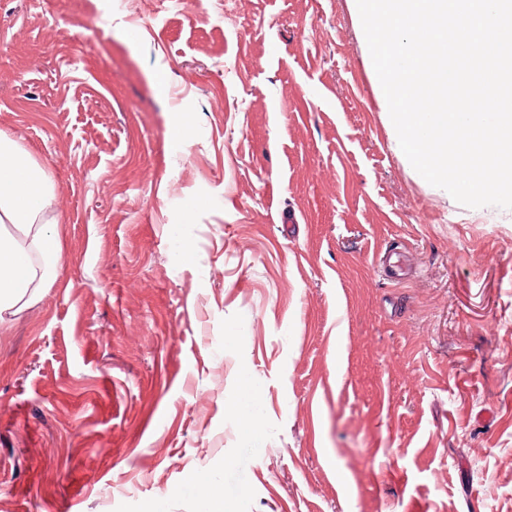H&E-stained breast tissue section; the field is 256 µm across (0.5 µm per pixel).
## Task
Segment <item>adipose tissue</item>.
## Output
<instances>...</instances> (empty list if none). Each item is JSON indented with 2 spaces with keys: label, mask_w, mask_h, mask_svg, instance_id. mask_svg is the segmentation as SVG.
Returning <instances> with one entry per match:
<instances>
[{
  "label": "adipose tissue",
  "mask_w": 512,
  "mask_h": 512,
  "mask_svg": "<svg viewBox=\"0 0 512 512\" xmlns=\"http://www.w3.org/2000/svg\"><path fill=\"white\" fill-rule=\"evenodd\" d=\"M53 205L46 169L0 134V325L40 301L62 262L45 221Z\"/></svg>",
  "instance_id": "obj_1"
}]
</instances>
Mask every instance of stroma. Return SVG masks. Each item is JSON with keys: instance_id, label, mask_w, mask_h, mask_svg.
<instances>
[{"instance_id": "obj_1", "label": "stroma", "mask_w": 512, "mask_h": 512, "mask_svg": "<svg viewBox=\"0 0 512 512\" xmlns=\"http://www.w3.org/2000/svg\"><path fill=\"white\" fill-rule=\"evenodd\" d=\"M365 54L349 0H0L63 255L0 512H512V210L410 169Z\"/></svg>"}]
</instances>
